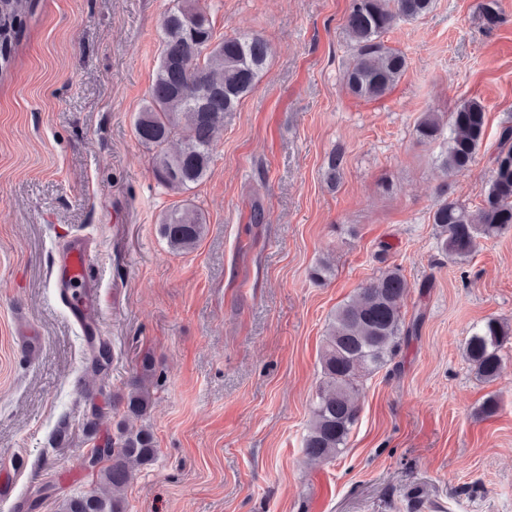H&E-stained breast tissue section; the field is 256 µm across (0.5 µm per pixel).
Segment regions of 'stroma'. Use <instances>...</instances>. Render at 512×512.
Returning a JSON list of instances; mask_svg holds the SVG:
<instances>
[{
    "label": "stroma",
    "mask_w": 512,
    "mask_h": 512,
    "mask_svg": "<svg viewBox=\"0 0 512 512\" xmlns=\"http://www.w3.org/2000/svg\"><path fill=\"white\" fill-rule=\"evenodd\" d=\"M349 2L201 0L216 37L259 33L272 56L217 133L207 177L174 192L154 178L135 119L176 0H40L0 79V460L16 481L0 512H57L97 487L83 458L120 420L109 394L145 352L159 374L146 419L157 455L126 488L128 512H512V346L491 383L462 355L473 324L512 321V230L455 263L431 222L440 190L480 205L512 124V0L490 33L478 0H434L398 23L385 41L408 69L371 101L343 83ZM471 98L487 136L448 176L416 124ZM187 203L207 231L175 253L160 218ZM77 235L97 247L112 348L97 376L52 288L58 249ZM324 261L332 275L319 285L311 272ZM394 265L408 284L403 318L425 314L420 333L362 383L344 453L311 461L303 440L328 317ZM20 316L38 352L17 347ZM491 394L499 411L481 418Z\"/></svg>",
    "instance_id": "35a3bbf8"
}]
</instances>
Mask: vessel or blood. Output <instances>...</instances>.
Returning a JSON list of instances; mask_svg holds the SVG:
<instances>
[{"instance_id":"obj_1","label":"vessel or blood","mask_w":512,"mask_h":512,"mask_svg":"<svg viewBox=\"0 0 512 512\" xmlns=\"http://www.w3.org/2000/svg\"><path fill=\"white\" fill-rule=\"evenodd\" d=\"M91 252V245L85 239L68 241L61 249V264L54 282L55 293L68 309L71 324L80 329L99 304L90 275Z\"/></svg>"}]
</instances>
